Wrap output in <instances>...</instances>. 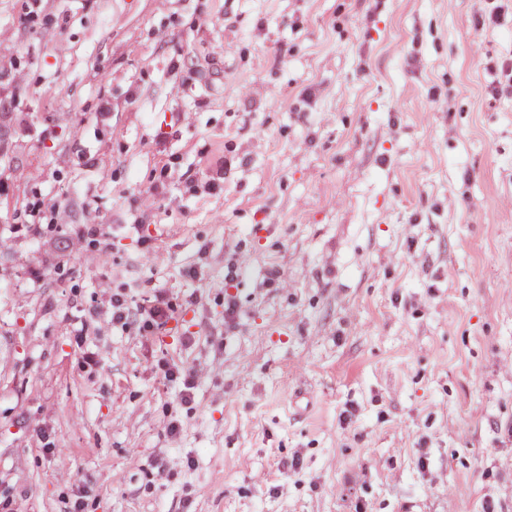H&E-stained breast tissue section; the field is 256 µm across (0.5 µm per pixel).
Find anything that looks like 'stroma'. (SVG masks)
Returning a JSON list of instances; mask_svg holds the SVG:
<instances>
[{
    "label": "stroma",
    "mask_w": 512,
    "mask_h": 512,
    "mask_svg": "<svg viewBox=\"0 0 512 512\" xmlns=\"http://www.w3.org/2000/svg\"><path fill=\"white\" fill-rule=\"evenodd\" d=\"M492 6L0 0V512H512ZM48 208L44 199L33 196V199L26 205L25 220L22 224H17V229L23 231L26 236L40 237L43 230L41 227L43 223L40 221L45 219L44 214ZM111 320L113 326L122 329L135 328L139 332L154 333L163 329L170 320L174 319V305L162 294H155L137 305L131 311L127 295L122 292H113L110 298ZM163 372V377L167 381L181 380V400L184 403H189L194 397V390L196 388L195 378L190 373H184L179 370L175 364H169L163 361L158 365Z\"/></svg>",
    "instance_id": "1"
}]
</instances>
